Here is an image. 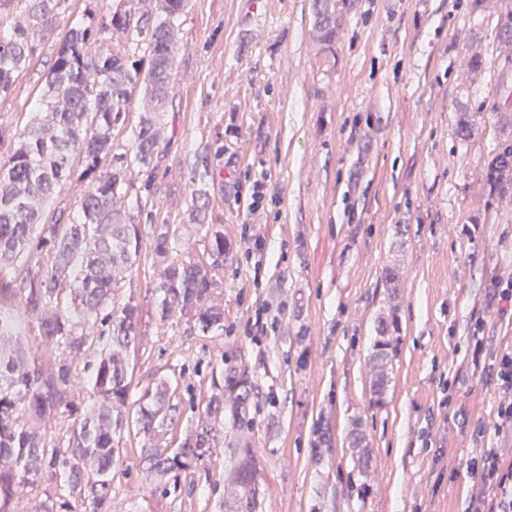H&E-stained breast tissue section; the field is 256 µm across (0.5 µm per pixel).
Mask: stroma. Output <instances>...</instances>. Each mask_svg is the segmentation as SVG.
<instances>
[{"label": "stroma", "mask_w": 512, "mask_h": 512, "mask_svg": "<svg viewBox=\"0 0 512 512\" xmlns=\"http://www.w3.org/2000/svg\"><path fill=\"white\" fill-rule=\"evenodd\" d=\"M512 0H336V39L316 36L313 0H188L180 18L164 154L141 213L183 224L179 255L205 257L191 192L231 251L218 270L224 333L144 317L134 378L178 379L167 439L198 421L211 366L240 354L254 384L263 471L259 512H469L489 488L469 463L512 462L491 366L512 352V197L483 167L512 116L496 109ZM112 0H62L52 32L0 98V126L32 124L70 27ZM479 56L482 67L469 72ZM474 121L461 136L460 112ZM223 156H215V146ZM262 190L253 206L254 190ZM398 267L388 302L382 272ZM393 308L398 345L383 398L371 390L375 321ZM362 421L370 454L350 448ZM143 438L124 436L112 512H218L223 486L151 494Z\"/></svg>", "instance_id": "35a3bbf8"}]
</instances>
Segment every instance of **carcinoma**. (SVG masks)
I'll return each instance as SVG.
<instances>
[{"label": "carcinoma", "mask_w": 512, "mask_h": 512, "mask_svg": "<svg viewBox=\"0 0 512 512\" xmlns=\"http://www.w3.org/2000/svg\"><path fill=\"white\" fill-rule=\"evenodd\" d=\"M16 3L30 25L0 29V98L29 65L35 36L52 30L59 0H0V13ZM185 5L156 0L154 10L141 12L137 0H113L108 16L77 22L57 49L37 99L36 124L0 129V140L13 141L0 158V306L16 300L28 317L22 323L0 310V512H16L33 491L30 512H112V473L124 462L120 442L133 430L149 439L140 457L154 477L153 493L194 495L222 444L233 449L224 466V512H256L259 505L263 478L249 414L255 386L241 357L221 355L200 418L177 448L165 442L181 409L172 380L135 384L130 373L142 305L119 291L139 268L145 229L118 201L133 188L125 179L129 166L146 173L145 187L155 182L172 93L170 57ZM314 5L331 36L335 0ZM498 40L512 46V8L500 16ZM90 67L100 74L92 87L84 82ZM135 100L139 118L121 145L115 137L126 129ZM485 179L500 192L512 191V140L493 147ZM69 182L80 192L77 205L67 208L55 203V193ZM191 201L195 216L206 211V185L192 191ZM149 228L153 254L163 264L151 287L154 319L176 316L204 336L224 332V307L216 302V270L230 252L224 227L196 225L207 240L206 263L173 257L185 225ZM395 330L393 321L377 326L370 360L378 397L388 386ZM28 333L45 342L47 359L23 348ZM80 362L97 401L54 440L45 425L74 408Z\"/></svg>", "instance_id": "obj_1"}]
</instances>
